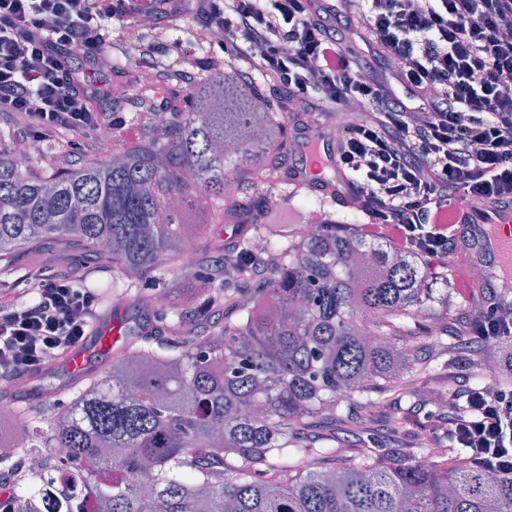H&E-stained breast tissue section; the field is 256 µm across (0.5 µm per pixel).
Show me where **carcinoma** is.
<instances>
[{
    "mask_svg": "<svg viewBox=\"0 0 512 512\" xmlns=\"http://www.w3.org/2000/svg\"><path fill=\"white\" fill-rule=\"evenodd\" d=\"M174 114L103 163L47 180L15 165L0 132V261L47 239L76 243L112 263V297L154 311L165 332H125L108 371L73 387L60 412L10 408L0 440L65 448L73 463L62 476L42 465L10 489L17 512H38L30 496L52 485L64 512L85 496L98 512H512V477L431 435L426 462L300 467L336 455L300 437L313 417L343 415L378 379L412 394L430 362L397 337L433 338L451 311L427 305L415 255L336 230L331 211L308 236L255 224L215 264L207 245L185 251L231 219L227 195L270 180L288 117L221 69ZM257 237L271 267L244 288ZM173 264L184 292L165 287ZM148 280L158 287H140Z\"/></svg>",
    "mask_w": 512,
    "mask_h": 512,
    "instance_id": "carcinoma-1",
    "label": "carcinoma"
}]
</instances>
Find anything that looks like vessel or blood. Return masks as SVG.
<instances>
[{
    "instance_id": "1",
    "label": "vessel or blood",
    "mask_w": 512,
    "mask_h": 512,
    "mask_svg": "<svg viewBox=\"0 0 512 512\" xmlns=\"http://www.w3.org/2000/svg\"><path fill=\"white\" fill-rule=\"evenodd\" d=\"M333 152L334 146L330 143L314 150L305 181L311 192L335 200L341 194L343 177L339 174L329 177L324 173ZM476 242L497 267L498 288L505 294L512 292V209H490L488 221L478 226ZM122 327L119 319L108 320L94 329L89 342L69 354L63 367L71 381L82 379L103 357L111 355L113 344L122 336Z\"/></svg>"
}]
</instances>
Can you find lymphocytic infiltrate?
<instances>
[{
  "label": "lymphocytic infiltrate",
  "instance_id": "obj_1",
  "mask_svg": "<svg viewBox=\"0 0 512 512\" xmlns=\"http://www.w3.org/2000/svg\"><path fill=\"white\" fill-rule=\"evenodd\" d=\"M185 15L195 44L219 48L282 111L359 109L334 131L332 163L361 238L434 270L471 236L467 224L437 223L442 208L512 207V0H0V114L21 119L22 141L64 133L81 150L124 122L122 97L102 81L110 43L136 32L140 67L193 83L204 60L159 26ZM99 307L69 269L0 287V382L31 379L83 344ZM464 333L511 339L512 308L489 298ZM447 424L488 472L512 475V390H453Z\"/></svg>",
  "mask_w": 512,
  "mask_h": 512
}]
</instances>
